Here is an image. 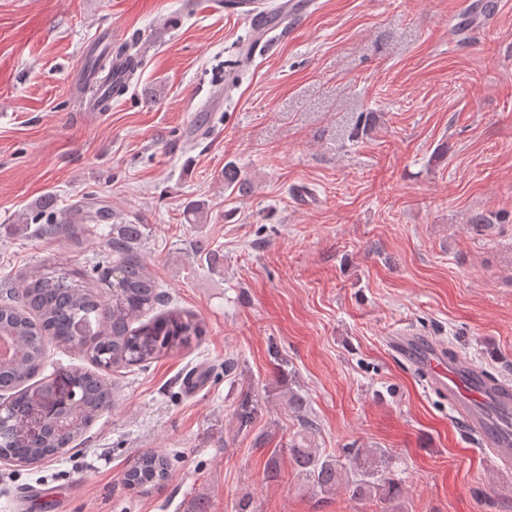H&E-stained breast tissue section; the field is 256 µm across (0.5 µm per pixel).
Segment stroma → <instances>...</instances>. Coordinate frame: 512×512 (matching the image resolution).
Wrapping results in <instances>:
<instances>
[{
	"instance_id": "obj_1",
	"label": "stroma",
	"mask_w": 512,
	"mask_h": 512,
	"mask_svg": "<svg viewBox=\"0 0 512 512\" xmlns=\"http://www.w3.org/2000/svg\"><path fill=\"white\" fill-rule=\"evenodd\" d=\"M249 29L224 0H0V284L87 269L102 237L39 238L29 219L47 196L92 203L104 231L141 225L170 306L205 325L112 372L116 406L77 448L0 459V512H26L33 489L47 512H236L245 496L252 512H512V469L388 343L437 341L512 385V0H317L245 65ZM107 46L140 67L89 112L81 77ZM229 162L248 194L225 191ZM265 387L239 431L236 404ZM292 389L314 447L384 452L402 496L313 491L288 455ZM147 451L169 467L139 493L124 473Z\"/></svg>"
}]
</instances>
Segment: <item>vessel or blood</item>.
Wrapping results in <instances>:
<instances>
[{"label":"vessel or blood","instance_id":"vessel-or-blood-1","mask_svg":"<svg viewBox=\"0 0 512 512\" xmlns=\"http://www.w3.org/2000/svg\"><path fill=\"white\" fill-rule=\"evenodd\" d=\"M254 4L255 0L225 2L227 9L251 21L246 51L252 55L269 43L271 34L270 28L256 19ZM394 347L426 375L434 389L447 394L454 412L466 420L481 446L503 461L512 460V392L495 389L472 365L448 362L439 344L414 348L398 341Z\"/></svg>","mask_w":512,"mask_h":512}]
</instances>
